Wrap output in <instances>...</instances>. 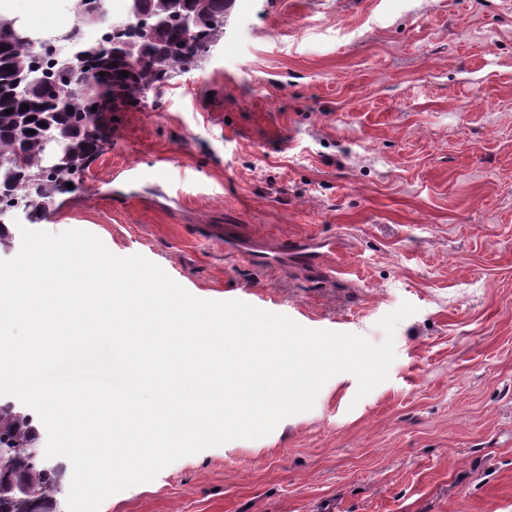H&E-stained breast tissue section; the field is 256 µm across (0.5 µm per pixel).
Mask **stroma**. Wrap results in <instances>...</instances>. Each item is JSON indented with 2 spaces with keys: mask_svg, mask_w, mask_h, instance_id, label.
<instances>
[{
  "mask_svg": "<svg viewBox=\"0 0 512 512\" xmlns=\"http://www.w3.org/2000/svg\"><path fill=\"white\" fill-rule=\"evenodd\" d=\"M199 69L122 113L39 227L195 297L385 338L269 435L183 457L100 512H512V0H250ZM342 239L258 269L224 230ZM336 239H307L302 242H296L290 249L296 258V265L318 267L325 269L326 265L322 259V253L315 251L316 248L327 247L328 251H336Z\"/></svg>",
  "mask_w": 512,
  "mask_h": 512,
  "instance_id": "obj_1",
  "label": "stroma"
}]
</instances>
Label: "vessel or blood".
Instances as JSON below:
<instances>
[{
  "mask_svg": "<svg viewBox=\"0 0 512 512\" xmlns=\"http://www.w3.org/2000/svg\"><path fill=\"white\" fill-rule=\"evenodd\" d=\"M335 251L336 242L332 239H308L295 243L292 248H271L242 239L233 232L224 234V250L242 256L245 260L258 268H272L287 266L289 261H296L297 265L308 267H323L321 249Z\"/></svg>",
  "mask_w": 512,
  "mask_h": 512,
  "instance_id": "b4317fda",
  "label": "vessel or blood"
}]
</instances>
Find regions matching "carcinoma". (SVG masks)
<instances>
[{
  "mask_svg": "<svg viewBox=\"0 0 512 512\" xmlns=\"http://www.w3.org/2000/svg\"><path fill=\"white\" fill-rule=\"evenodd\" d=\"M128 2L127 21L106 44L72 29L42 42L55 45L65 34L70 49L43 74L32 33L15 36L19 19L0 13V246L10 240L5 219L19 211L41 221L70 177L102 152L113 117L145 106L147 92L200 67L207 49L224 40L236 0ZM72 11L91 17L103 6L72 0ZM37 441L31 413L0 405V512H59L65 468L40 464L30 453Z\"/></svg>",
  "mask_w": 512,
  "mask_h": 512,
  "instance_id": "carcinoma-1",
  "label": "carcinoma"
}]
</instances>
